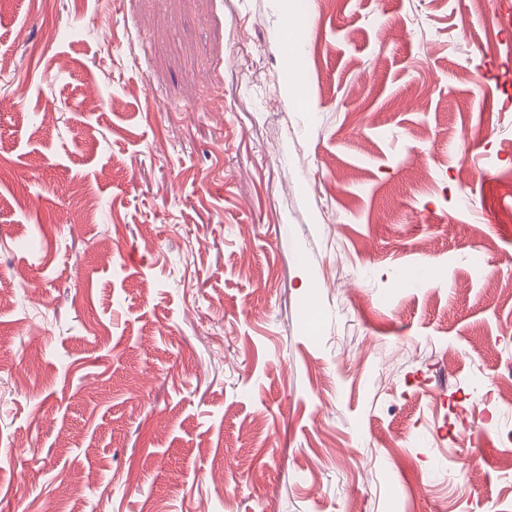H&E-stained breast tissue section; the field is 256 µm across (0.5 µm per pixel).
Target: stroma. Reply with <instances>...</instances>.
Here are the masks:
<instances>
[{
	"instance_id": "35a3bbf8",
	"label": "stroma",
	"mask_w": 512,
	"mask_h": 512,
	"mask_svg": "<svg viewBox=\"0 0 512 512\" xmlns=\"http://www.w3.org/2000/svg\"><path fill=\"white\" fill-rule=\"evenodd\" d=\"M511 282L512 0H0V512H512Z\"/></svg>"
}]
</instances>
